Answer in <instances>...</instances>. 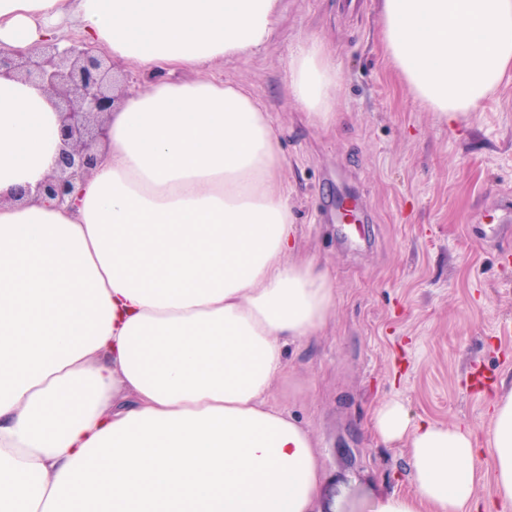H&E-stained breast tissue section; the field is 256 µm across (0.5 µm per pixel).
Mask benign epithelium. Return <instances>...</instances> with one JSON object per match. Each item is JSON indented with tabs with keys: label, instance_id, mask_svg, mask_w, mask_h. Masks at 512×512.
<instances>
[{
	"label": "benign epithelium",
	"instance_id": "1",
	"mask_svg": "<svg viewBox=\"0 0 512 512\" xmlns=\"http://www.w3.org/2000/svg\"><path fill=\"white\" fill-rule=\"evenodd\" d=\"M18 78L46 90L59 116L60 148L56 169L35 189L19 197L43 198L73 209L79 201L76 185L98 163L93 146L108 137V115L126 95L112 63L84 41L36 45L22 55L0 49V78Z\"/></svg>",
	"mask_w": 512,
	"mask_h": 512
}]
</instances>
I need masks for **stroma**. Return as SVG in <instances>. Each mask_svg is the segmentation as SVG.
Wrapping results in <instances>:
<instances>
[{"instance_id": "obj_1", "label": "stroma", "mask_w": 512, "mask_h": 512, "mask_svg": "<svg viewBox=\"0 0 512 512\" xmlns=\"http://www.w3.org/2000/svg\"><path fill=\"white\" fill-rule=\"evenodd\" d=\"M339 3L283 0L265 46L205 74L245 85L266 107L286 157L294 255L329 269L336 287L332 319L290 349L293 384L271 399L320 454L316 512H370L375 497L412 490L405 444L370 428L381 403L477 429L489 424L490 394L512 388V237L484 236L512 201V76L448 126L388 62L377 0L357 19ZM310 39L342 76L327 125L286 88L288 63ZM340 185L367 205V223L338 228Z\"/></svg>"}]
</instances>
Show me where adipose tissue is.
Masks as SVG:
<instances>
[{
	"mask_svg": "<svg viewBox=\"0 0 512 512\" xmlns=\"http://www.w3.org/2000/svg\"><path fill=\"white\" fill-rule=\"evenodd\" d=\"M378 7L388 61L448 124L512 72V0ZM67 16L154 80L111 112L80 204L63 210L13 200L53 173L59 122L41 88L0 79V512H315L321 460L269 395L336 288L292 256L269 113L203 74L266 44L281 0H0V46L57 40ZM176 68L200 76L166 79ZM340 83L321 41L288 64L290 95L321 123ZM488 413L477 432L378 407L372 428L406 443L414 491L371 512L512 507V389Z\"/></svg>",
	"mask_w": 512,
	"mask_h": 512,
	"instance_id": "1",
	"label": "adipose tissue"
}]
</instances>
